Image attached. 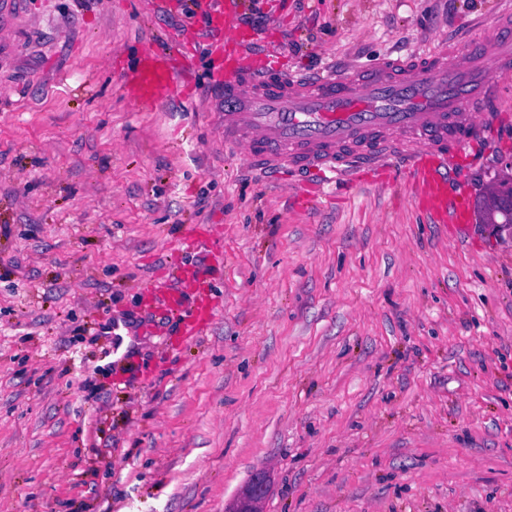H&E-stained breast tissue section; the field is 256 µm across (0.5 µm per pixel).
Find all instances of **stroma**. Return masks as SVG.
Returning a JSON list of instances; mask_svg holds the SVG:
<instances>
[{
    "label": "stroma",
    "instance_id": "35a3bbf8",
    "mask_svg": "<svg viewBox=\"0 0 512 512\" xmlns=\"http://www.w3.org/2000/svg\"><path fill=\"white\" fill-rule=\"evenodd\" d=\"M298 77L372 70L512 0H256ZM15 0L0 19V512H512V224L430 223L407 182L315 193L224 146L219 66L139 111L182 0ZM512 177V115L466 169ZM224 245L191 339L143 286ZM131 331L121 365L110 329ZM110 393L101 407L92 389ZM102 446L92 450L90 430Z\"/></svg>",
    "mask_w": 512,
    "mask_h": 512
}]
</instances>
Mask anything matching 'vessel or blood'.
Instances as JSON below:
<instances>
[{
	"mask_svg": "<svg viewBox=\"0 0 512 512\" xmlns=\"http://www.w3.org/2000/svg\"><path fill=\"white\" fill-rule=\"evenodd\" d=\"M210 21V40L223 56L214 79L224 103V139L249 165L342 176L372 167L382 181L405 179L435 223L470 222L465 177L450 152L490 145V132L512 109V28L480 21L481 40L463 39L450 53L388 61L366 73L342 72L302 81L282 75L278 45L251 55L238 22L241 0H192ZM195 61L183 48H144L123 85L135 106L156 110L189 88ZM206 262L193 266L175 292L148 283L156 308L177 316L188 336L202 335L214 316L211 284L224 271V251L198 239Z\"/></svg>",
	"mask_w": 512,
	"mask_h": 512,
	"instance_id": "obj_1",
	"label": "vessel or blood"
}]
</instances>
